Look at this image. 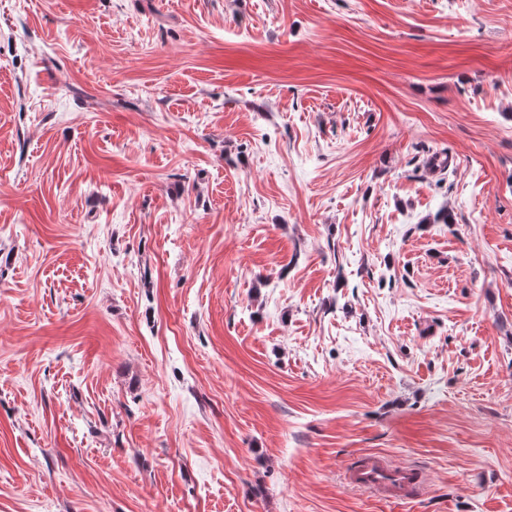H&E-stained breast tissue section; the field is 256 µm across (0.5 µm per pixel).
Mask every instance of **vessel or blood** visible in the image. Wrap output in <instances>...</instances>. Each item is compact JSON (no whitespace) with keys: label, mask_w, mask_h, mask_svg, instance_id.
Returning a JSON list of instances; mask_svg holds the SVG:
<instances>
[{"label":"vessel or blood","mask_w":512,"mask_h":512,"mask_svg":"<svg viewBox=\"0 0 512 512\" xmlns=\"http://www.w3.org/2000/svg\"><path fill=\"white\" fill-rule=\"evenodd\" d=\"M347 478L351 484L370 489L375 494L401 499L419 484L416 473L406 468L395 467L386 457L369 455L349 470Z\"/></svg>","instance_id":"vessel-or-blood-1"}]
</instances>
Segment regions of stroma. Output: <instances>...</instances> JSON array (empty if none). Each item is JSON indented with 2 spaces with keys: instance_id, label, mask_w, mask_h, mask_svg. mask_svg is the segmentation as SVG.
Instances as JSON below:
<instances>
[{
  "instance_id": "35a3bbf8",
  "label": "stroma",
  "mask_w": 512,
  "mask_h": 512,
  "mask_svg": "<svg viewBox=\"0 0 512 512\" xmlns=\"http://www.w3.org/2000/svg\"><path fill=\"white\" fill-rule=\"evenodd\" d=\"M0 512H512V0H0ZM347 478L353 485L368 488L390 499L405 498L419 484L416 473L407 468L395 467L380 455L362 458L356 467L348 471Z\"/></svg>"
}]
</instances>
